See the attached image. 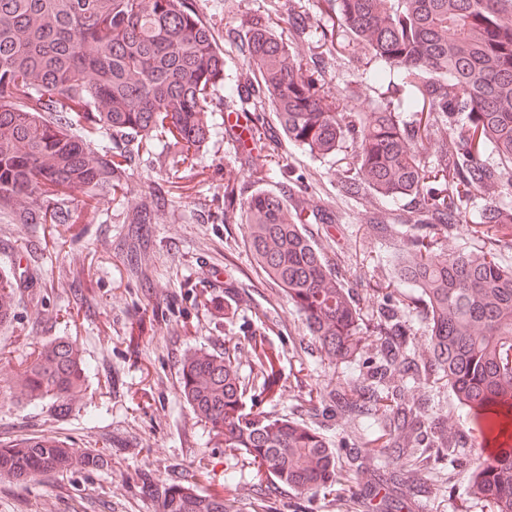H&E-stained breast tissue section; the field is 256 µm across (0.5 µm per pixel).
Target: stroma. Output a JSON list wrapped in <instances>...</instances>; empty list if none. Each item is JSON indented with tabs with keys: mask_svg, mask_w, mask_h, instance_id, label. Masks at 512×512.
Returning <instances> with one entry per match:
<instances>
[{
	"mask_svg": "<svg viewBox=\"0 0 512 512\" xmlns=\"http://www.w3.org/2000/svg\"><path fill=\"white\" fill-rule=\"evenodd\" d=\"M216 32L265 0H191ZM281 158L282 176L267 187L302 189L328 199L344 227L349 282L364 309L377 303L372 288L392 275L383 240L363 234L365 207L338 193L343 154L312 157L279 132L245 153L229 135L217 138L200 174L173 190L153 226L159 244L149 284L128 280L118 243L127 226L124 208L104 201L85 207L77 224H11L0 219V267L14 265L19 302L9 326L0 327V444L22 437L69 440L79 451L103 454L105 467L81 474H46L27 486L0 483V512H156L136 475L190 485L248 502L265 482L251 466L225 482L224 441L179 394L180 360L190 349L223 353L235 344L242 366L252 363L249 339L267 337L281 352L282 378L259 397L267 412L316 425L303 406L305 387L325 389L341 371L311 344L302 316L254 264L242 225L224 218V186L248 174L249 153ZM58 336L82 350L91 367L84 392L67 414L50 403L11 395L24 360ZM433 412L465 437L451 482L430 473L428 495L405 512H488L467 496L471 469L485 445L475 420L449 388H427Z\"/></svg>",
	"mask_w": 512,
	"mask_h": 512,
	"instance_id": "1",
	"label": "stroma"
}]
</instances>
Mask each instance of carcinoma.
Masks as SVG:
<instances>
[{"label":"carcinoma","mask_w":512,"mask_h":512,"mask_svg":"<svg viewBox=\"0 0 512 512\" xmlns=\"http://www.w3.org/2000/svg\"><path fill=\"white\" fill-rule=\"evenodd\" d=\"M316 3L326 19L317 29L306 0H288L285 11L269 0L224 27L241 60L230 79L213 28L187 0H0V216L76 224L73 195L88 205L126 200L142 154L156 156L175 184L212 149L217 113H237L244 100L312 156L351 141L337 185L366 204L365 229L391 245L393 265V290L368 325L341 274L342 250L328 255L308 231L316 224L331 236L333 210L256 187L280 175V164L255 162L247 181L224 185V219L244 224L254 261L304 317L321 356L357 370L309 400L326 422H358L370 449L344 455L319 428L246 410L247 388L265 389L279 374L262 336L247 375L236 344L222 355L187 352L181 397L224 437L228 459L256 467L270 486L330 495L336 512H372L374 498L386 502L396 489L429 493L430 461H455L461 437L416 396L446 385L499 442L472 469L470 495L491 512H512V265L502 260L512 253V207L500 203L512 195V0ZM347 36L362 45L372 83L398 86L403 97L356 111L361 88L333 85L325 63L351 60ZM477 196L485 204L473 209ZM166 202L158 185L127 207L126 270L137 280L149 278V224ZM462 223L480 248L442 253ZM17 287L14 270L0 268V325L14 317ZM420 310L429 320L424 348L409 319ZM88 373L79 347L58 337L25 361L17 396L63 414ZM373 448L404 467L381 472ZM104 464L58 438L0 447V481L16 486ZM365 474L370 489L346 496L347 477ZM139 481L159 512H278L270 498L241 503L147 473Z\"/></svg>","instance_id":"cac0c4a2"}]
</instances>
